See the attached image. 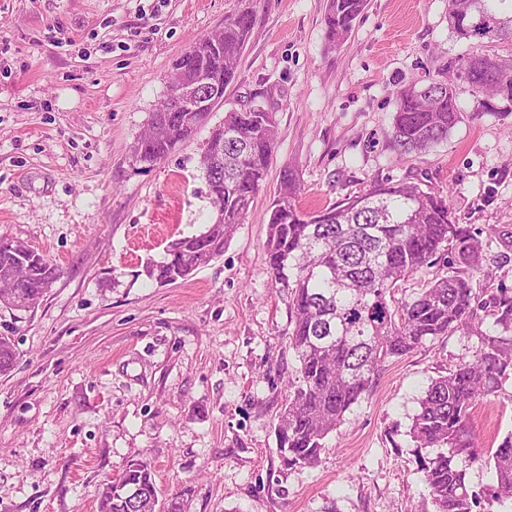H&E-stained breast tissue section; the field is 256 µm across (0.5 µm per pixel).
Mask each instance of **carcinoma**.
Masks as SVG:
<instances>
[{
  "instance_id": "cac0c4a2",
  "label": "carcinoma",
  "mask_w": 512,
  "mask_h": 512,
  "mask_svg": "<svg viewBox=\"0 0 512 512\" xmlns=\"http://www.w3.org/2000/svg\"><path fill=\"white\" fill-rule=\"evenodd\" d=\"M256 0H233L214 44L209 36L194 42L191 67L174 63L173 79L192 81L200 72L226 87L238 77L237 65L251 36ZM367 0H328L324 14L326 44L347 40ZM500 18L499 33L477 44L512 42V0H448V25L457 35L473 18ZM485 54L448 59L442 75L426 85L412 82L396 92L393 145L406 159L448 138L462 117L457 79L474 74L478 93H511L512 59H500L491 73L478 70ZM199 124L187 113L161 105L149 116L134 146L137 162L154 165L189 138ZM224 139V164L203 173L216 219L198 235L173 241L166 258L152 268L159 283L185 279L224 250L237 226L245 223L261 190L277 140L276 113L256 105L232 108L212 130L209 152ZM301 185L290 167L282 173L271 205L265 242L274 281L288 297L291 329L288 346L298 362V379L276 428L278 452L287 467L313 466L325 439L345 413L372 386L389 360L411 353L427 340L465 329L478 335L472 354L431 380L421 397L410 434L417 448H435L418 456L436 512H492L493 503L512 501V433L491 454L496 484L480 495L466 483V466L481 460L470 430L477 399L495 393L512 378V295L506 288H472L484 265L481 232L455 223L448 197L407 182H381L368 193L313 213L300 209ZM444 260L448 271L409 299L395 298L397 283ZM60 270L44 255L17 243L0 248V300L27 309L44 297ZM492 317L499 334L481 330ZM16 362L11 338L0 336V374ZM159 491L149 463L131 459L99 492L100 512H183L182 493L158 508Z\"/></svg>"
}]
</instances>
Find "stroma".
Listing matches in <instances>:
<instances>
[{
	"label": "stroma",
	"mask_w": 512,
	"mask_h": 512,
	"mask_svg": "<svg viewBox=\"0 0 512 512\" xmlns=\"http://www.w3.org/2000/svg\"><path fill=\"white\" fill-rule=\"evenodd\" d=\"M327 0H258L239 77L190 138L147 168L132 149L173 62L222 27L231 0H0V237L61 269L34 307L0 303L14 369L0 375V512H98V491L147 459L184 512H435L409 434L432 379L471 355L464 331L391 359L325 440L286 467L275 427L298 363L267 262L284 166L314 211L379 182L447 196L481 230L491 288L512 291V112L460 97L447 141L401 159L398 89L473 51L448 0H368L325 46ZM274 104L264 187L224 251L184 280L147 273L216 209L200 158L227 110ZM479 447L512 433V379L472 409Z\"/></svg>",
	"instance_id": "obj_1"
}]
</instances>
